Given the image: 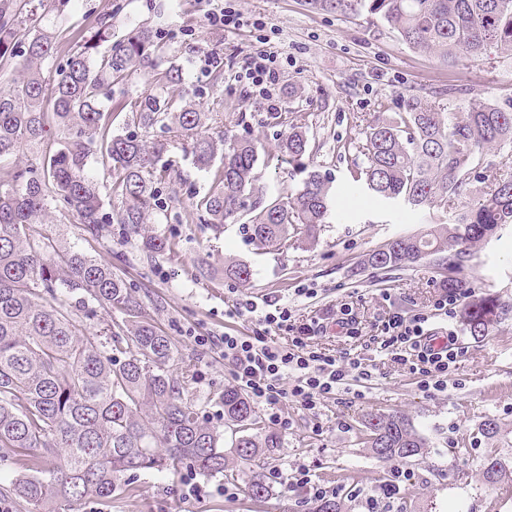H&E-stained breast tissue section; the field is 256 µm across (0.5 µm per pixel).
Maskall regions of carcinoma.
I'll return each instance as SVG.
<instances>
[{
	"label": "carcinoma",
	"mask_w": 512,
	"mask_h": 512,
	"mask_svg": "<svg viewBox=\"0 0 512 512\" xmlns=\"http://www.w3.org/2000/svg\"><path fill=\"white\" fill-rule=\"evenodd\" d=\"M73 0H0V67L8 68L0 92V461L19 469L10 490L27 512H67L89 499L136 493L125 476L175 473L183 467L203 474L251 468L248 494L269 497L265 451L281 445L261 427L248 395L227 387L214 397L188 398L192 364L174 378L166 370L176 347L147 319L112 263L43 231L51 206L76 215L84 232L100 241L107 225L123 224L148 253L170 251L175 242L145 229L160 219L164 204L158 184L169 175L165 144L113 129H149L157 124L190 149L210 187L193 207L214 229L246 213L252 239L279 251L295 234L314 242L325 223L329 182L308 171L302 188L286 200L265 202L256 187L258 151L248 138L217 130L216 114L202 111L173 90L187 72L167 55L173 40L161 27L138 24L124 35L112 32V15L70 50L54 77L43 73L52 56L53 33L41 26L50 14L64 21ZM312 8L340 15L381 19L412 49L444 65L461 56L478 57L494 45L512 54V0H309ZM109 43L103 53L102 43ZM140 67L153 72L143 96H116L115 86ZM512 141V113L481 98L459 112L410 97L402 111L379 114L364 132L343 144L366 158L353 171L376 197L402 198L413 207L446 209L480 178L484 152ZM39 162L20 164L22 150ZM280 158L298 162L310 153L302 126L291 125L278 144ZM106 166L112 192L122 207L107 211L91 159ZM221 165L215 166V160ZM512 224V175L495 176L489 197L466 206L448 224L398 236L373 250L365 265L376 271L408 267L436 257L435 269L448 288L465 286L472 250ZM250 267L224 261V277L249 282ZM122 311L126 318L101 333L83 330L68 297ZM504 307L493 297L473 300L463 312L470 336L489 334ZM224 409L235 426L232 446L224 430L205 420L208 403ZM363 444L376 459L414 462L425 455V439L405 415L369 414Z\"/></svg>",
	"instance_id": "carcinoma-1"
}]
</instances>
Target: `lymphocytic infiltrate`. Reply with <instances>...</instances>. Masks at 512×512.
I'll list each match as a JSON object with an SVG mask.
<instances>
[{"mask_svg": "<svg viewBox=\"0 0 512 512\" xmlns=\"http://www.w3.org/2000/svg\"><path fill=\"white\" fill-rule=\"evenodd\" d=\"M278 52L259 50L244 77L258 87L265 100V109L277 112L281 100L274 88L279 81ZM237 315L253 313L258 328L254 335L199 336L198 346L219 349L231 366L234 380L245 387L251 399L265 405L270 421L280 430H287L288 415L283 409L290 402L312 411L336 392L349 389L352 383L370 380L372 373L358 358L334 355L310 348L308 341L324 330L319 321L302 327L287 344L278 343L274 335L286 330L291 319L287 304L270 303L256 310L249 303L234 306ZM387 334L381 344L394 361L407 365L421 377L424 391H440L447 385L448 371L460 350L452 334L438 333L430 324V316L418 314L405 317L395 313L384 323Z\"/></svg>", "mask_w": 512, "mask_h": 512, "instance_id": "f902f5d3", "label": "lymphocytic infiltrate"}]
</instances>
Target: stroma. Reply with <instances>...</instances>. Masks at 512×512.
<instances>
[{"instance_id": "35a3bbf8", "label": "stroma", "mask_w": 512, "mask_h": 512, "mask_svg": "<svg viewBox=\"0 0 512 512\" xmlns=\"http://www.w3.org/2000/svg\"><path fill=\"white\" fill-rule=\"evenodd\" d=\"M224 7L240 11L247 26L231 32L211 26L208 12ZM103 14L111 15L118 35L127 24L146 22L175 32L170 55L189 65V86L199 89L204 111L220 113L229 134L255 141L258 184L266 197L299 189L306 167L326 174L332 186L317 242L292 237L287 250L262 251L243 221L216 232L188 219V206L208 191L209 178L177 138L154 127L146 138L167 142L171 170L162 186L167 217L152 230L175 240L174 251L144 252L121 224L111 225L110 236L92 248L72 214L55 213L54 225L69 243L110 260L155 326L174 342L177 353L167 365L169 374L180 377L183 365L193 364L196 378L188 388L193 398L233 385L220 351L202 349L194 339L227 332L252 335L255 320L231 312L238 300L261 306L275 299L287 302L292 328L280 333L282 343L311 319L349 311L358 328L355 336L340 334L331 324L312 344L364 359L373 366L372 379L361 384L359 394L338 393L314 414L288 405L290 427L271 466L286 476L306 467L314 480L333 490L342 512H362L363 495L378 491L391 467L362 444L361 419L368 413H400L427 440L428 454L410 463L413 480L393 502V512H512V314L476 339L460 312L435 315L443 287L428 261L393 272L386 282L375 281L363 268L366 255L391 238L450 222L453 214L372 198L351 176L363 155L343 148L362 135L375 113L398 111L412 94L444 100L453 88L461 98H482L512 112V56L491 48L479 58L446 66L408 47L382 20L318 11L307 0H78L71 19L53 28L55 52L44 64L45 74L65 63L80 30ZM264 40L284 57L278 85L282 109L273 114L264 111L256 88L236 78ZM211 48L224 58V80L218 84L202 75L201 52ZM293 123L305 126L310 139L311 153L300 169L277 158V143ZM229 257L250 266L248 286L225 279L221 267ZM466 283L472 295H491L512 306V224L476 250ZM395 311L431 315L432 327L455 336L461 355L444 391H422L416 375L381 352L383 323ZM489 417L500 426L492 439L479 431ZM491 456L504 465L493 484L483 477ZM204 481L224 484L227 494L186 500L178 493V476L141 473L133 478L134 496L116 495L104 505L91 499L79 512L94 507L99 512H310L280 485L273 486L268 499H252L243 474L232 479L208 475Z\"/></svg>"}]
</instances>
